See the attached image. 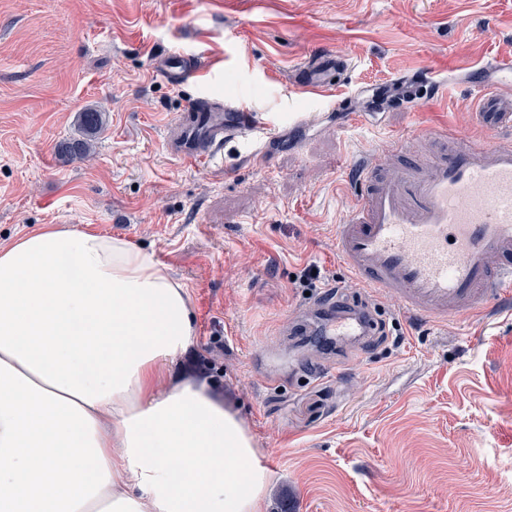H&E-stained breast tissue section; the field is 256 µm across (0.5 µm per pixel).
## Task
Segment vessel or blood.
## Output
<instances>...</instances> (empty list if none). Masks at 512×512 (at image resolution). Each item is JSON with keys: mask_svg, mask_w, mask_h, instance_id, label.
<instances>
[{"mask_svg": "<svg viewBox=\"0 0 512 512\" xmlns=\"http://www.w3.org/2000/svg\"><path fill=\"white\" fill-rule=\"evenodd\" d=\"M335 52H320L298 65L292 84L315 94L346 72ZM160 76L179 85L199 71L181 55L164 57ZM479 122L488 129H512V69L488 68ZM232 118L204 117L184 126L173 156L204 163L221 156L225 143L255 128L250 111L233 106ZM397 167L359 161L355 165L359 201L339 225L336 253L356 281L380 296H398L404 309L428 320L447 318L483 304L491 295L512 293V141L459 142L447 130L431 134L427 162L411 141L398 142ZM337 338L370 331V321L340 314L331 321Z\"/></svg>", "mask_w": 512, "mask_h": 512, "instance_id": "1", "label": "vessel or blood"}]
</instances>
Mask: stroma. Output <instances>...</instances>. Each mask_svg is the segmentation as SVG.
<instances>
[{
	"instance_id": "stroma-1",
	"label": "stroma",
	"mask_w": 512,
	"mask_h": 512,
	"mask_svg": "<svg viewBox=\"0 0 512 512\" xmlns=\"http://www.w3.org/2000/svg\"><path fill=\"white\" fill-rule=\"evenodd\" d=\"M329 49L319 95L292 70ZM178 53L204 74L176 86ZM512 62V0H0V242L42 224L121 236L191 291L194 350L270 475L262 512H512V302L432 323L336 257L358 203L340 161L479 126L481 65ZM250 108L222 162L171 155L191 104ZM94 107L91 159L59 156ZM363 115L351 124V114ZM381 328L320 348L337 303ZM347 68V62L334 51H321L314 61L293 70L292 84L302 92L316 94L340 79ZM158 72L163 79L173 85L192 81L199 74L198 68L181 55L164 57L158 66Z\"/></svg>"
}]
</instances>
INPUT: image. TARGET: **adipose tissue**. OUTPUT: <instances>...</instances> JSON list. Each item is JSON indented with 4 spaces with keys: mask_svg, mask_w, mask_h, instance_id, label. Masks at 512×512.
Wrapping results in <instances>:
<instances>
[{
    "mask_svg": "<svg viewBox=\"0 0 512 512\" xmlns=\"http://www.w3.org/2000/svg\"><path fill=\"white\" fill-rule=\"evenodd\" d=\"M154 252L45 224L0 244V512H261L270 475Z\"/></svg>",
    "mask_w": 512,
    "mask_h": 512,
    "instance_id": "obj_1",
    "label": "adipose tissue"
}]
</instances>
